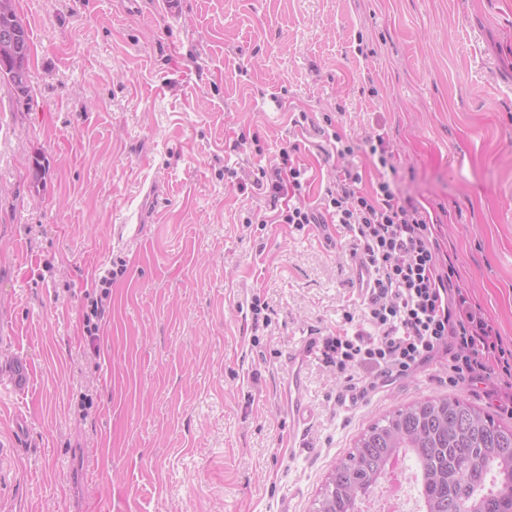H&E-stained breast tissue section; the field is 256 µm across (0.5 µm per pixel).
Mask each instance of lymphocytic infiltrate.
<instances>
[{
    "mask_svg": "<svg viewBox=\"0 0 512 512\" xmlns=\"http://www.w3.org/2000/svg\"><path fill=\"white\" fill-rule=\"evenodd\" d=\"M321 133L333 143L341 165L326 190L323 211L302 203L305 172L292 154L298 143L282 148L269 164L238 178L239 192H258L269 201V215H254L255 224H290L304 228L332 217L348 238L349 255L369 281L358 301L345 306L336 333L323 337L319 354L350 399L363 398L440 364L449 386L484 384L486 397L512 415V352L472 306L458 282V272L435 234V219L412 196L403 194L386 175L395 156L383 135L370 133L354 141L341 136L331 116ZM369 157L377 171L370 190L350 165L356 153ZM298 201L279 207L283 195ZM108 270L83 292V333L96 343L116 278Z\"/></svg>",
    "mask_w": 512,
    "mask_h": 512,
    "instance_id": "1",
    "label": "lymphocytic infiltrate"
}]
</instances>
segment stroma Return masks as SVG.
Returning a JSON list of instances; mask_svg holds the SVG:
<instances>
[{
    "label": "stroma",
    "mask_w": 512,
    "mask_h": 512,
    "mask_svg": "<svg viewBox=\"0 0 512 512\" xmlns=\"http://www.w3.org/2000/svg\"><path fill=\"white\" fill-rule=\"evenodd\" d=\"M30 94L0 80V512H313L369 424L444 392L435 366L339 404L319 355L310 418L288 359L355 300L343 230L250 224L225 167L278 156L290 119L387 132L401 191L440 217L470 299L512 349V0H16ZM258 144L234 148L240 132ZM293 160L318 204L336 158ZM142 215L120 244L114 226ZM97 350L81 294L108 268ZM271 323L252 326L253 295ZM23 417L31 449L13 448ZM315 345L307 342L301 352L288 360V378L285 385V396L288 404V418L295 427L306 421L308 409L304 401L302 380L299 372L301 359L314 353ZM3 377H5L13 392L22 394L27 390L30 383L29 366L23 360L14 359L7 374Z\"/></svg>",
    "instance_id": "obj_1"
}]
</instances>
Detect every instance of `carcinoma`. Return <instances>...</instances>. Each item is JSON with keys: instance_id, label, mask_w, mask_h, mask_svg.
<instances>
[{"instance_id": "1", "label": "carcinoma", "mask_w": 512, "mask_h": 512, "mask_svg": "<svg viewBox=\"0 0 512 512\" xmlns=\"http://www.w3.org/2000/svg\"><path fill=\"white\" fill-rule=\"evenodd\" d=\"M14 38L0 76L28 95V30L0 14V37ZM409 459L420 481L421 512H512V425L458 396L442 393L401 406L369 425L328 475L316 512H357L356 503Z\"/></svg>"}]
</instances>
